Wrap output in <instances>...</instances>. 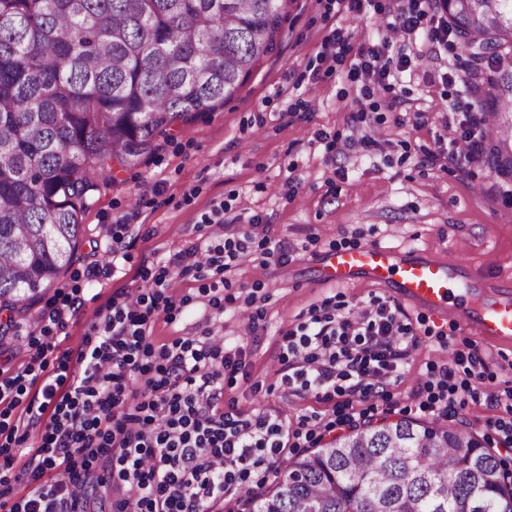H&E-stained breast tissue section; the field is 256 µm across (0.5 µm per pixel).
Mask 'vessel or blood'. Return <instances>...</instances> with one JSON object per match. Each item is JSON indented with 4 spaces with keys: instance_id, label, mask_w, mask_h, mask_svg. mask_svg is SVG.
I'll return each instance as SVG.
<instances>
[{
    "instance_id": "b4317fda",
    "label": "vessel or blood",
    "mask_w": 512,
    "mask_h": 512,
    "mask_svg": "<svg viewBox=\"0 0 512 512\" xmlns=\"http://www.w3.org/2000/svg\"><path fill=\"white\" fill-rule=\"evenodd\" d=\"M317 276L336 283L366 278L391 284L407 303L460 318L476 335L512 341V298L495 297L483 287L479 273L461 263L371 244L320 258Z\"/></svg>"
}]
</instances>
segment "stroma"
I'll use <instances>...</instances> for the list:
<instances>
[{
	"label": "stroma",
	"instance_id": "obj_1",
	"mask_svg": "<svg viewBox=\"0 0 512 512\" xmlns=\"http://www.w3.org/2000/svg\"><path fill=\"white\" fill-rule=\"evenodd\" d=\"M395 7V0H372L366 13L345 14L336 0H288L275 50L256 62L244 86L176 125L150 155L115 172L95 193L81 215L84 242L76 259L38 301L13 316L0 342L6 348L0 370L11 376L26 366L41 313L75 293L85 304L45 356L44 371L53 373L62 355L91 335L113 295L148 291L142 269L159 272L170 254L203 243L207 230L200 221L220 205L226 222L256 217L269 225L288 243L292 260L279 266L254 239L223 274L174 278L173 309L150 321L153 344L214 331L228 353L243 354L249 373L225 381V405L244 413L273 407L293 424L320 415L323 428L286 448V458L350 434V426L334 425L332 402L285 391L277 373L284 336L327 298L353 309L375 296L395 297L396 290L365 278L317 280V260L380 244L459 260L512 284V196L482 161L426 159L447 151L445 127L461 120L460 107L471 99L456 46L437 61L412 59L390 92L354 69L361 45L384 32ZM337 28L347 38L342 52L328 44ZM366 133L371 145H355ZM146 183L153 192L142 193ZM117 224L128 258L110 274L92 275ZM400 308L418 344L388 396L356 404L363 422L410 417L429 423L418 409V393L431 372L468 343L480 350L490 388L512 390V342L473 335L405 302ZM494 416L485 400L461 395L450 421L495 449Z\"/></svg>",
	"mask_w": 512,
	"mask_h": 512
}]
</instances>
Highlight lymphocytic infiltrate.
<instances>
[{
	"instance_id": "lymphocytic-infiltrate-1",
	"label": "lymphocytic infiltrate",
	"mask_w": 512,
	"mask_h": 512,
	"mask_svg": "<svg viewBox=\"0 0 512 512\" xmlns=\"http://www.w3.org/2000/svg\"><path fill=\"white\" fill-rule=\"evenodd\" d=\"M420 30L430 55H438L449 30L434 0H397L379 43L361 49L358 70L388 85L391 72L404 71L409 62L405 54L390 56L395 39L411 40ZM202 222L221 230L201 252L203 260H196V248L179 251L152 277L151 293H120L95 325V338L78 349V371L60 363L28 401L25 422L11 420V411L51 341L36 344L24 370L0 379V435L13 440L26 428L39 438L25 468L35 489L6 512H84L95 487L110 483L137 490L117 501V512H214L226 494L247 489L256 471L278 468L290 439L301 438L279 413L262 409L244 417L220 408L225 373L245 368L225 352L222 337L209 332L158 347L150 340V318L174 305L170 270L224 272L239 257V239L256 236L280 265L291 259L286 242L260 234L259 221L225 223L219 207ZM287 339L279 356L282 384L341 397L348 408L357 399L385 396L416 345L400 307L380 297L345 315L323 302ZM461 365L467 377L460 381ZM483 365L477 348L456 352L437 380L425 382L422 409L448 419L456 395L471 392V380H483ZM101 459L108 469L92 476Z\"/></svg>"
}]
</instances>
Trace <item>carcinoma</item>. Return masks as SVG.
Wrapping results in <instances>:
<instances>
[{
	"mask_svg": "<svg viewBox=\"0 0 512 512\" xmlns=\"http://www.w3.org/2000/svg\"><path fill=\"white\" fill-rule=\"evenodd\" d=\"M287 0H0V308L73 263L79 217L112 171L232 97L280 34ZM489 113H512V0H439ZM248 512H512V472L473 433L402 418L288 461Z\"/></svg>",
	"mask_w": 512,
	"mask_h": 512,
	"instance_id": "cac0c4a2",
	"label": "carcinoma"
}]
</instances>
